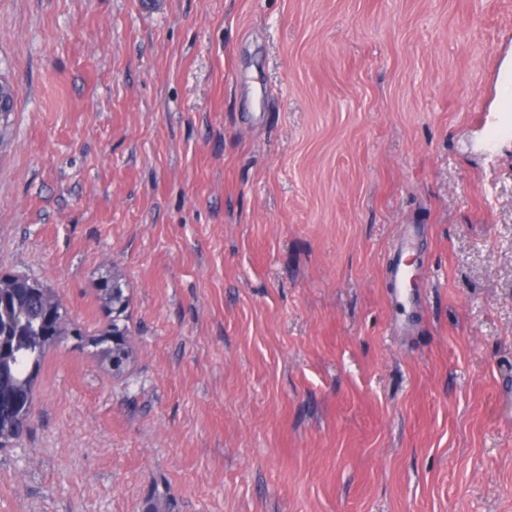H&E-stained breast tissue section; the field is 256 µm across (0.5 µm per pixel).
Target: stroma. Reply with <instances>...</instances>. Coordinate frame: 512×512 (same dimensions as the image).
Masks as SVG:
<instances>
[{"label": "stroma", "instance_id": "35a3bbf8", "mask_svg": "<svg viewBox=\"0 0 512 512\" xmlns=\"http://www.w3.org/2000/svg\"><path fill=\"white\" fill-rule=\"evenodd\" d=\"M0 73V274L132 351L49 349L0 512H512V0H0ZM416 226L408 224L394 244L393 256L387 274L392 288H405L411 279H418L419 271L406 263L407 254L414 249ZM114 289L116 290L115 293ZM99 291L101 294V299L104 302V308L107 310V315L108 317H110V320L98 334V336L101 337L99 339L95 337L94 339H92V341L97 346H104L101 349V353L103 355L104 360L112 366V372L121 373L125 370L128 363V359L125 360L124 363H122L121 365H116L115 362L112 363V343H109L104 338V336H112V332L115 331L117 333L124 334V336H127L126 343L128 341V335H126L127 333H129L128 326L126 325V323H124V325L122 326L118 321L113 322L114 315H112L115 314V318L120 321L119 317L125 311L124 309L121 308V305L124 301L123 291L120 285H118L115 281L110 280L108 278L102 281Z\"/></svg>", "mask_w": 512, "mask_h": 512}]
</instances>
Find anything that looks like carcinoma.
Segmentation results:
<instances>
[{
    "mask_svg": "<svg viewBox=\"0 0 512 512\" xmlns=\"http://www.w3.org/2000/svg\"><path fill=\"white\" fill-rule=\"evenodd\" d=\"M107 315L120 317L123 291L120 285L110 279L102 281L99 288ZM129 333V328L119 322L110 321L93 339L101 347L106 362H112L113 353L130 354L128 346L112 350V344L106 337L112 332ZM83 335L77 326L69 322L68 312L58 296L51 290L39 293L30 284L27 275H16L14 280L0 290V337L4 348L0 352V435L5 430V419L14 417L10 413V398L17 393L32 394L35 376L28 375L27 364L21 363L16 353L23 352L28 364L40 369L46 351L51 345L35 342L37 336H53L62 340L72 334Z\"/></svg>",
    "mask_w": 512,
    "mask_h": 512,
    "instance_id": "obj_1",
    "label": "carcinoma"
}]
</instances>
